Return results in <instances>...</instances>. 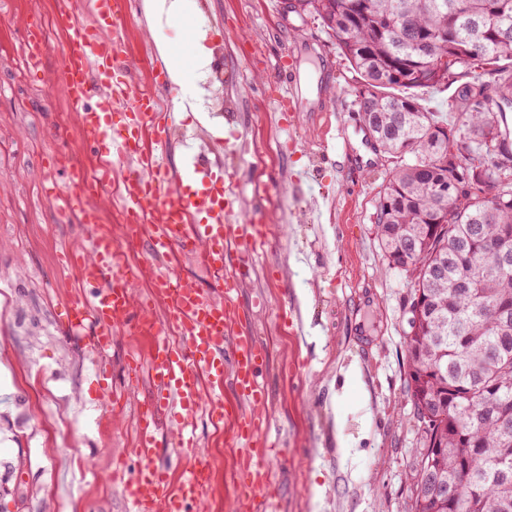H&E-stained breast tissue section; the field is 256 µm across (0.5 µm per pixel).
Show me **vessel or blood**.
Here are the masks:
<instances>
[{
  "mask_svg": "<svg viewBox=\"0 0 512 512\" xmlns=\"http://www.w3.org/2000/svg\"><path fill=\"white\" fill-rule=\"evenodd\" d=\"M128 0H84L69 4L56 17L69 37L61 51L57 77L59 92L75 107L84 142L95 157L93 169L69 166L66 188L50 187L58 207L77 214L87 244L69 250L67 258L82 287L65 306L66 328L83 334L94 324L90 346L106 356L116 329L135 322L149 336L146 356L127 361L131 374L145 372L155 388L138 413L139 439L133 453L136 469L121 477L122 495L133 512H191L206 493L209 467L200 462L180 477H172L155 463L154 449L163 415H171L176 445L195 446L194 420L201 409L223 419L219 397L225 375H232L243 408L235 417L245 440L239 463V507L251 512L254 503L270 499L274 491L268 472L279 455L265 440L267 392L262 383L266 351L242 330V313L233 300L241 276L257 243L266 242V224H230L233 206L230 182L205 161L193 164L188 178L173 177L155 156L166 145L173 124L171 114L158 110L154 92L123 79L129 63L121 50L118 17ZM48 47L41 28L27 29L22 39L26 68L42 72ZM135 162L117 204L133 221L112 235L99 222L96 200L105 198L120 177L113 154ZM148 240L155 260L182 251L200 255L206 266L221 274L223 297H215L190 278L158 274L146 297H139L135 272L126 265L121 242ZM164 304L165 320L153 314Z\"/></svg>",
  "mask_w": 512,
  "mask_h": 512,
  "instance_id": "vessel-or-blood-1",
  "label": "vessel or blood"
}]
</instances>
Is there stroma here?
<instances>
[{"label":"stroma","mask_w":512,"mask_h":512,"mask_svg":"<svg viewBox=\"0 0 512 512\" xmlns=\"http://www.w3.org/2000/svg\"><path fill=\"white\" fill-rule=\"evenodd\" d=\"M194 3L187 16L124 13L121 50L142 88L159 47L185 53L200 36L205 47L227 48L224 97L236 107L223 118L208 108V68L156 94L176 122L206 131L207 160L231 175L235 211L272 227L236 300L244 329L267 353L268 441L283 458L271 473L275 512H411L406 473L420 433L404 394L409 290L374 234L376 200L396 161L366 135L359 76L319 21L287 7L272 12L268 0ZM61 7L0 0V364L10 372L0 389V512H128L109 476L129 460L148 391L147 382L130 385L126 359L147 342L127 328L101 359L63 329L64 301L79 288L66 252L83 239L46 196L47 181H65L48 161L57 151L85 167L93 159L54 86L67 40L55 22ZM27 25L53 35L40 75L21 57ZM283 61L297 75L303 111L279 104ZM288 315L294 324L283 336ZM195 434L191 454L161 434L156 460L176 472L208 461L215 483L205 512H232L244 443L231 421L214 424L204 410Z\"/></svg>","instance_id":"35a3bbf8"}]
</instances>
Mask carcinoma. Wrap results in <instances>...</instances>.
<instances>
[{
    "label": "carcinoma",
    "instance_id": "1",
    "mask_svg": "<svg viewBox=\"0 0 512 512\" xmlns=\"http://www.w3.org/2000/svg\"><path fill=\"white\" fill-rule=\"evenodd\" d=\"M336 36L361 77L355 101L369 137L397 159L376 201L375 231L410 297L426 296L404 331L405 392L418 427L436 439L421 466L462 485L457 502L425 489L413 512H512V265L498 254L512 237V154L503 113L512 106V0H297ZM455 85L453 122L388 88ZM477 176L488 198L457 202L455 183ZM448 184L445 194L434 186Z\"/></svg>",
    "mask_w": 512,
    "mask_h": 512
}]
</instances>
